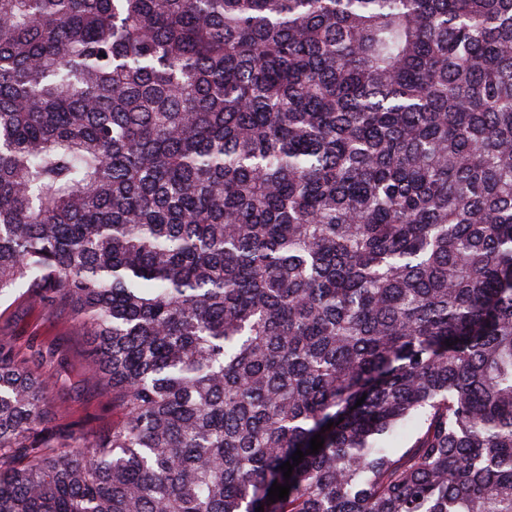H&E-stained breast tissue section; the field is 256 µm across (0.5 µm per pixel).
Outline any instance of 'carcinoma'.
<instances>
[{
    "instance_id": "carcinoma-1",
    "label": "carcinoma",
    "mask_w": 512,
    "mask_h": 512,
    "mask_svg": "<svg viewBox=\"0 0 512 512\" xmlns=\"http://www.w3.org/2000/svg\"><path fill=\"white\" fill-rule=\"evenodd\" d=\"M20 287L0 512H512V0H0ZM24 290L18 288L1 300L0 338L10 340L22 359L31 361L38 373L56 382L51 406L61 423L112 424L110 391L103 383L88 381L84 374L91 336H83L70 319L45 306H29L22 296ZM32 346L43 352V359L31 357Z\"/></svg>"
}]
</instances>
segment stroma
Here are the masks:
<instances>
[{
	"label": "stroma",
	"instance_id": "35a3bbf8",
	"mask_svg": "<svg viewBox=\"0 0 512 512\" xmlns=\"http://www.w3.org/2000/svg\"><path fill=\"white\" fill-rule=\"evenodd\" d=\"M10 340L19 356L32 360L38 373L55 382L51 398L61 423L98 427L112 421V395L84 374L90 337L70 319L44 306L27 304L21 292L0 300V338Z\"/></svg>",
	"mask_w": 512,
	"mask_h": 512
}]
</instances>
